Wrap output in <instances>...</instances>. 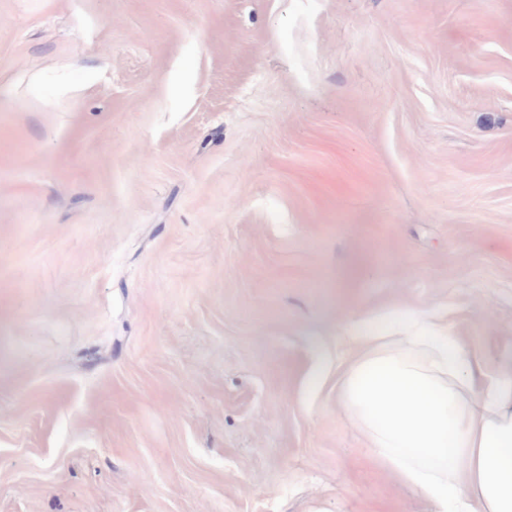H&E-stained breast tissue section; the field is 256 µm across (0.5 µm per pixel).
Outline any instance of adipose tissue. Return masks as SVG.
<instances>
[{
    "label": "adipose tissue",
    "instance_id": "adipose-tissue-1",
    "mask_svg": "<svg viewBox=\"0 0 512 512\" xmlns=\"http://www.w3.org/2000/svg\"><path fill=\"white\" fill-rule=\"evenodd\" d=\"M355 328L339 402L373 454L434 512H512V354L489 368L438 308H385Z\"/></svg>",
    "mask_w": 512,
    "mask_h": 512
}]
</instances>
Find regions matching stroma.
<instances>
[{
    "label": "stroma",
    "mask_w": 512,
    "mask_h": 512,
    "mask_svg": "<svg viewBox=\"0 0 512 512\" xmlns=\"http://www.w3.org/2000/svg\"><path fill=\"white\" fill-rule=\"evenodd\" d=\"M394 305L512 348V0H0V512H433Z\"/></svg>",
    "instance_id": "1"
}]
</instances>
